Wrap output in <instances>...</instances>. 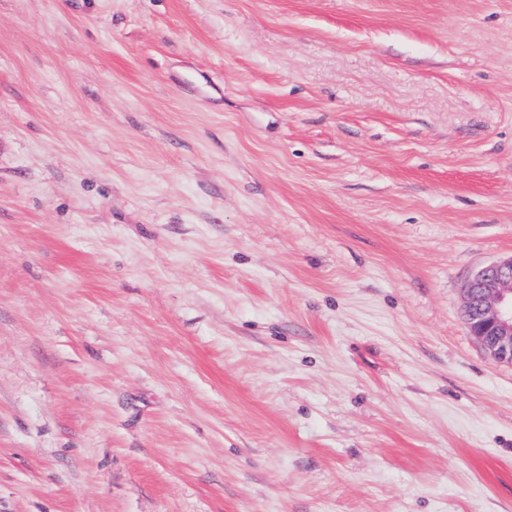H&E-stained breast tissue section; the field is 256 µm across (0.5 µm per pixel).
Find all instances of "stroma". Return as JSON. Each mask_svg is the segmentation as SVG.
Instances as JSON below:
<instances>
[{"instance_id":"35a3bbf8","label":"stroma","mask_w":512,"mask_h":512,"mask_svg":"<svg viewBox=\"0 0 512 512\" xmlns=\"http://www.w3.org/2000/svg\"><path fill=\"white\" fill-rule=\"evenodd\" d=\"M512 0H0V512H512ZM463 315L485 352L512 365V255L483 266L468 280Z\"/></svg>"}]
</instances>
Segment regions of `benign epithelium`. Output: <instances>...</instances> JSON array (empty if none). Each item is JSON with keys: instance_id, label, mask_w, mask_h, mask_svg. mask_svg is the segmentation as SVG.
Masks as SVG:
<instances>
[{"instance_id": "obj_1", "label": "benign epithelium", "mask_w": 512, "mask_h": 512, "mask_svg": "<svg viewBox=\"0 0 512 512\" xmlns=\"http://www.w3.org/2000/svg\"><path fill=\"white\" fill-rule=\"evenodd\" d=\"M463 315L485 352L512 365V256L483 266L468 280Z\"/></svg>"}]
</instances>
